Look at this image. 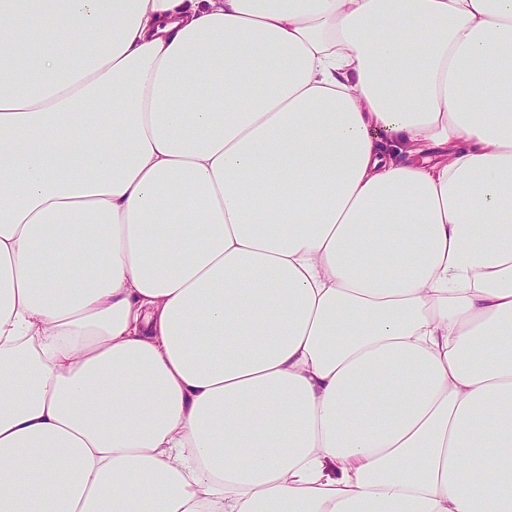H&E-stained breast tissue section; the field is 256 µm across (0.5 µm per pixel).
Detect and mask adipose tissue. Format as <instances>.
I'll use <instances>...</instances> for the list:
<instances>
[{
	"mask_svg": "<svg viewBox=\"0 0 512 512\" xmlns=\"http://www.w3.org/2000/svg\"><path fill=\"white\" fill-rule=\"evenodd\" d=\"M0 512H512V0H0Z\"/></svg>",
	"mask_w": 512,
	"mask_h": 512,
	"instance_id": "ef3b65f1",
	"label": "adipose tissue"
}]
</instances>
